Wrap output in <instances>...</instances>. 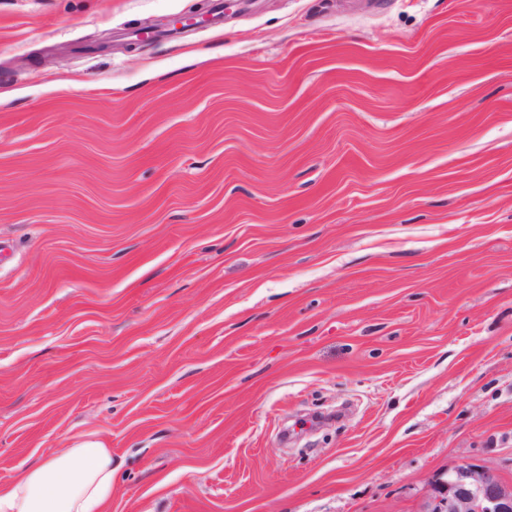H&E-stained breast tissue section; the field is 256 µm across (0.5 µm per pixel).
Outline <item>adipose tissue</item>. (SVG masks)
<instances>
[{
	"mask_svg": "<svg viewBox=\"0 0 512 512\" xmlns=\"http://www.w3.org/2000/svg\"><path fill=\"white\" fill-rule=\"evenodd\" d=\"M112 498V452L75 441L0 485V512H103Z\"/></svg>",
	"mask_w": 512,
	"mask_h": 512,
	"instance_id": "1",
	"label": "adipose tissue"
}]
</instances>
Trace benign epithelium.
<instances>
[{
  "label": "benign epithelium",
  "mask_w": 512,
  "mask_h": 512,
  "mask_svg": "<svg viewBox=\"0 0 512 512\" xmlns=\"http://www.w3.org/2000/svg\"><path fill=\"white\" fill-rule=\"evenodd\" d=\"M424 512H512V488L494 468L462 463L439 475Z\"/></svg>",
  "instance_id": "7a95c632"
}]
</instances>
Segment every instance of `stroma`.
<instances>
[{
  "instance_id": "35a3bbf8",
  "label": "stroma",
  "mask_w": 512,
  "mask_h": 512,
  "mask_svg": "<svg viewBox=\"0 0 512 512\" xmlns=\"http://www.w3.org/2000/svg\"><path fill=\"white\" fill-rule=\"evenodd\" d=\"M0 0V484L106 512L512 486V0ZM112 498V451L87 438L0 485L1 512H103Z\"/></svg>"
}]
</instances>
